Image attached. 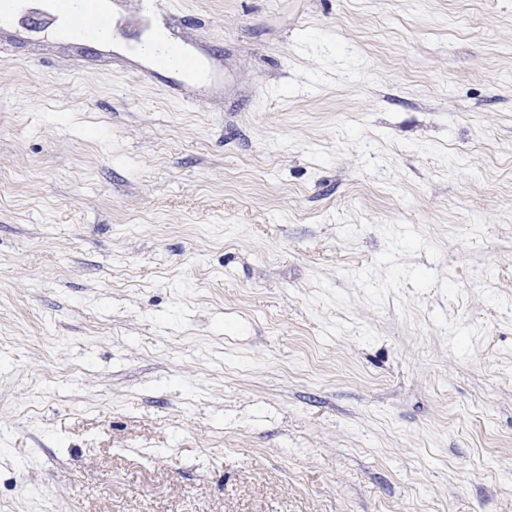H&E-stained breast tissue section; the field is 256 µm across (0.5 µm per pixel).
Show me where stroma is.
<instances>
[{
    "label": "stroma",
    "instance_id": "obj_1",
    "mask_svg": "<svg viewBox=\"0 0 512 512\" xmlns=\"http://www.w3.org/2000/svg\"><path fill=\"white\" fill-rule=\"evenodd\" d=\"M173 14L0 57V512H512V0ZM85 22L95 31V38L93 39L95 44L94 58H112V50L105 44L106 38L103 35V31L106 27V21L96 15L85 13ZM173 56H179L182 60V53L177 47L170 50H153L146 55L147 61L133 57L123 60L127 70L139 82L159 88L175 102L191 103L204 96L208 82L217 77V72L208 70L206 79L201 83L188 82L181 76L180 62H176Z\"/></svg>",
    "mask_w": 512,
    "mask_h": 512
}]
</instances>
